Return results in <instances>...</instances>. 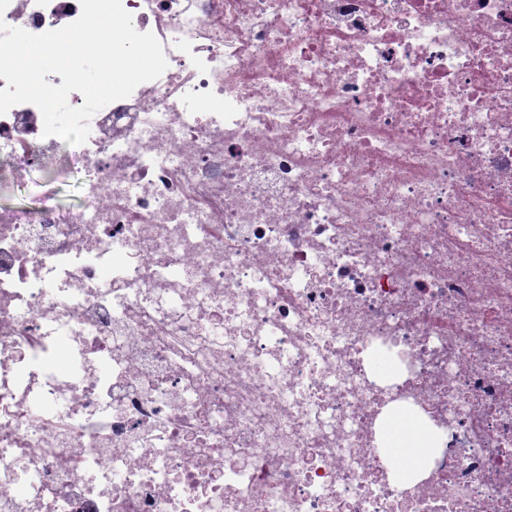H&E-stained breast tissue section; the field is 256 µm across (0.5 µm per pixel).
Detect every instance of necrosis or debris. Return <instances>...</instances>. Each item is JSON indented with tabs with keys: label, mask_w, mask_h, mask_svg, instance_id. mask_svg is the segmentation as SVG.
<instances>
[{
	"label": "necrosis or debris",
	"mask_w": 512,
	"mask_h": 512,
	"mask_svg": "<svg viewBox=\"0 0 512 512\" xmlns=\"http://www.w3.org/2000/svg\"><path fill=\"white\" fill-rule=\"evenodd\" d=\"M122 3L158 79L0 115V512H512V0ZM443 436L433 431L425 421L409 412L389 413L382 427V447L387 448L399 475L410 481L430 463Z\"/></svg>",
	"instance_id": "1"
}]
</instances>
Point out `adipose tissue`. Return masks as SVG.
<instances>
[{
  "label": "adipose tissue",
  "instance_id": "1",
  "mask_svg": "<svg viewBox=\"0 0 512 512\" xmlns=\"http://www.w3.org/2000/svg\"><path fill=\"white\" fill-rule=\"evenodd\" d=\"M443 437L425 421L408 412L389 413L382 427V445L387 448L399 475L410 481L430 463Z\"/></svg>",
  "mask_w": 512,
  "mask_h": 512
}]
</instances>
